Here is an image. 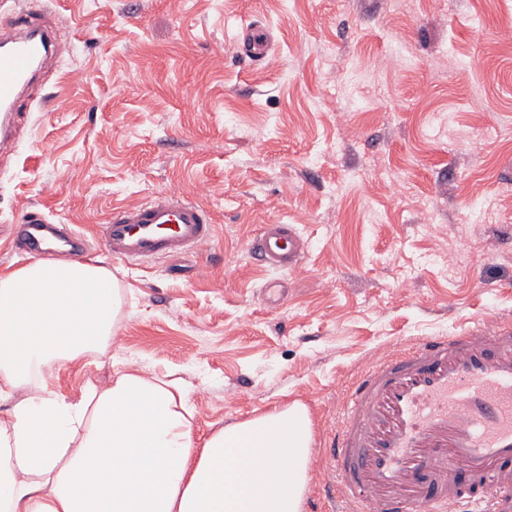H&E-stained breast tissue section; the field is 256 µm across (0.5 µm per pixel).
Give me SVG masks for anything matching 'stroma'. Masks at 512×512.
Segmentation results:
<instances>
[{"label": "stroma", "mask_w": 512, "mask_h": 512, "mask_svg": "<svg viewBox=\"0 0 512 512\" xmlns=\"http://www.w3.org/2000/svg\"><path fill=\"white\" fill-rule=\"evenodd\" d=\"M46 4L67 50L0 158V275L33 261L11 245L31 208L93 241L174 190L215 224L196 280L90 253L122 295L116 341L53 370L62 392L131 363L182 381L196 437L297 401L320 443L377 355L512 315V0ZM264 224L295 225L300 270L255 264ZM242 42L245 54L249 57L248 52L254 55L261 54L268 44L267 31L259 26L248 28L243 31ZM249 48L248 50L246 48Z\"/></svg>", "instance_id": "stroma-1"}]
</instances>
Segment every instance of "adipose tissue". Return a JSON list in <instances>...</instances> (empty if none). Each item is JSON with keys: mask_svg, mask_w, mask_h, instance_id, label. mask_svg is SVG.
<instances>
[{"mask_svg": "<svg viewBox=\"0 0 512 512\" xmlns=\"http://www.w3.org/2000/svg\"><path fill=\"white\" fill-rule=\"evenodd\" d=\"M110 270L35 261L0 278V512H304L313 422L293 403L192 434L177 379L130 367L63 394L46 370L107 356Z\"/></svg>", "mask_w": 512, "mask_h": 512, "instance_id": "adipose-tissue-1", "label": "adipose tissue"}]
</instances>
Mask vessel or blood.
<instances>
[{"mask_svg": "<svg viewBox=\"0 0 512 512\" xmlns=\"http://www.w3.org/2000/svg\"><path fill=\"white\" fill-rule=\"evenodd\" d=\"M65 49L42 12L21 13L0 31V153L26 118L37 73ZM213 230L196 199L168 191L113 209L99 239L112 258L152 261L205 254ZM15 231L44 261L61 243L77 258L86 249L84 235L61 234L41 213H23ZM250 252L264 267L294 271L305 246L292 225L265 224ZM345 399L313 467L340 512H512V319L485 317L386 351Z\"/></svg>", "mask_w": 512, "mask_h": 512, "instance_id": "1", "label": "vessel or blood"}]
</instances>
